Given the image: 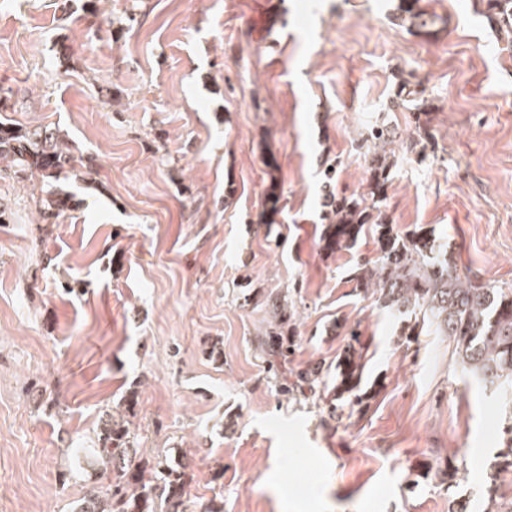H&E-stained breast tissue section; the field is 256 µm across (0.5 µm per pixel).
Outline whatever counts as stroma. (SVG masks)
<instances>
[{"mask_svg": "<svg viewBox=\"0 0 512 512\" xmlns=\"http://www.w3.org/2000/svg\"><path fill=\"white\" fill-rule=\"evenodd\" d=\"M421 5L441 18L428 34L393 21L397 0H0L8 116L59 125L96 181L69 183L80 207L47 221L38 179L0 178V512H73L92 485L75 451L107 411L186 465V512H449L489 485L512 501V408L444 337L402 344L357 289L373 237L319 241L322 158L360 193L365 129L415 131L385 109L403 71L435 106L434 150L393 145L385 214L512 289V55L471 0ZM276 295L294 310L289 370L336 362L358 328L362 405L332 416L282 393L256 343Z\"/></svg>", "mask_w": 512, "mask_h": 512, "instance_id": "stroma-1", "label": "stroma"}]
</instances>
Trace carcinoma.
Returning a JSON list of instances; mask_svg holds the SVG:
<instances>
[{"instance_id":"1","label":"carcinoma","mask_w":512,"mask_h":512,"mask_svg":"<svg viewBox=\"0 0 512 512\" xmlns=\"http://www.w3.org/2000/svg\"><path fill=\"white\" fill-rule=\"evenodd\" d=\"M420 0H400L397 19L419 30L436 25L438 16L419 5ZM491 30L506 40L504 50H512V0H473ZM409 109L417 115L431 111L426 88L403 78L387 105V111ZM398 132L385 123L372 126L364 141L371 150L370 177L364 192L347 196L336 191L337 161L326 159L322 195L321 242L323 250L334 254L352 250L361 236L371 235L379 256L357 264L354 280L364 292L375 296L380 307L403 319L401 335L410 343L415 332L429 326L437 336L453 343L457 361L464 370L494 390L512 396V291L478 284L458 272L448 247L435 230L421 224L400 233L389 224L382 205L387 200L392 164L386 147ZM0 171L17 179L38 174L45 186L40 198L43 218H56L79 204L66 189L74 179L86 182L89 172L71 165V151L63 131L46 125L32 128L0 121ZM279 195L271 188L266 197L264 218L275 223ZM272 318L258 337V347L271 366L281 368L283 391L312 389L326 383L330 368L319 361L295 374L288 382V355L293 353L294 336L285 335L282 318L287 306L271 303ZM362 376L355 352L336 361L333 400L353 397ZM76 455L92 470L113 482L92 485L75 506V512H186L189 484L184 466H171L161 455L145 454L138 435L122 419L105 412L97 432V447L80 448Z\"/></svg>"}]
</instances>
